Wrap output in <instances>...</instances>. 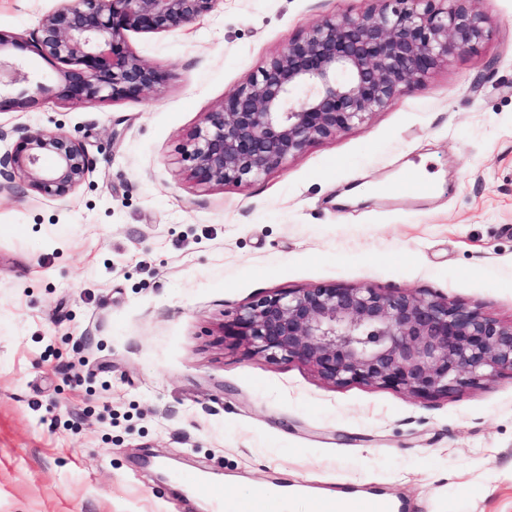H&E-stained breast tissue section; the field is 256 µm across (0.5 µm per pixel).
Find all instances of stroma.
<instances>
[{
    "label": "stroma",
    "instance_id": "stroma-1",
    "mask_svg": "<svg viewBox=\"0 0 512 512\" xmlns=\"http://www.w3.org/2000/svg\"><path fill=\"white\" fill-rule=\"evenodd\" d=\"M63 0H0L26 40ZM372 0H218L170 33H128L164 76L87 105L0 94L17 127L62 130L92 165L62 198L0 196V512H207L279 487L292 512L344 490L404 512H512V373L445 396L335 386L247 354L221 328L261 296L319 284L435 294L512 322V0L488 38L390 107L262 178L187 179L186 135L264 60ZM432 173L428 195L404 169Z\"/></svg>",
    "mask_w": 512,
    "mask_h": 512
}]
</instances>
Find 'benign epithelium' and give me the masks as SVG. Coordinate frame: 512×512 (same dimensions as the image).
Returning a JSON list of instances; mask_svg holds the SVG:
<instances>
[{
  "instance_id": "1",
  "label": "benign epithelium",
  "mask_w": 512,
  "mask_h": 512,
  "mask_svg": "<svg viewBox=\"0 0 512 512\" xmlns=\"http://www.w3.org/2000/svg\"><path fill=\"white\" fill-rule=\"evenodd\" d=\"M218 0H67L46 15L30 47L68 66L60 101L88 105L157 92V67L116 50L129 32L169 33L210 14ZM357 16L334 15L288 42L187 138L183 161L200 186L257 179L311 144L388 107L448 56L488 36L475 0H376ZM25 85V108L46 92L17 60L0 58V87ZM0 156V194L24 176L36 192L65 197L91 159L63 131L16 130ZM231 335L252 354L297 361L338 386L377 384L446 395L512 372V324L437 295L366 286L278 291L239 309Z\"/></svg>"
}]
</instances>
